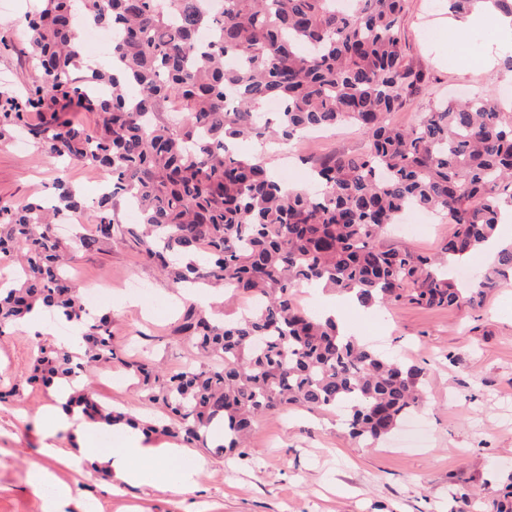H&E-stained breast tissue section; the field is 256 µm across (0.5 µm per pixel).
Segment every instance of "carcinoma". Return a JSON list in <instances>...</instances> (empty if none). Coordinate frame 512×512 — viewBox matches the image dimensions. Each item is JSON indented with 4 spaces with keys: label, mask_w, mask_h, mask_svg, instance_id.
Instances as JSON below:
<instances>
[{
    "label": "carcinoma",
    "mask_w": 512,
    "mask_h": 512,
    "mask_svg": "<svg viewBox=\"0 0 512 512\" xmlns=\"http://www.w3.org/2000/svg\"><path fill=\"white\" fill-rule=\"evenodd\" d=\"M42 0L25 16L31 63L26 91L0 88V143L27 129L42 154L100 169L105 191L81 200L60 171L51 202L0 205V258L13 253L15 286L0 292V335L22 328L34 307L79 330L75 349L38 346L30 386H52L95 363L121 359L111 316H90L66 261L115 240L131 241L177 291L220 287L259 303L218 320L189 303L172 329L207 361L167 371L125 362L144 400L176 431L219 452L240 447L257 420L283 408L334 409L350 436L373 446L425 401L424 368L387 357L314 317L294 300L299 284L353 293L367 308L467 306L512 279V246L469 288L435 258L387 249L380 233L409 208L448 216L440 251L455 262L496 235L512 210V122L475 95L440 104L411 127L391 115L426 86L405 60L406 0ZM84 25L112 31L110 63L81 73ZM206 27L210 37L198 32ZM270 100L280 110L267 112ZM86 112L93 128L68 114ZM354 126L357 153L313 162L318 192L294 189L258 158L233 151L254 138L286 148L310 130ZM124 202L141 216L121 224ZM95 210L91 233L58 237L48 213L68 220ZM117 425L139 422L75 390L66 407ZM494 512H512V472L492 491Z\"/></svg>",
    "instance_id": "1"
}]
</instances>
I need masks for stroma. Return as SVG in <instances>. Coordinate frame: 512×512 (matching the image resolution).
<instances>
[{"label":"stroma","mask_w":512,"mask_h":512,"mask_svg":"<svg viewBox=\"0 0 512 512\" xmlns=\"http://www.w3.org/2000/svg\"><path fill=\"white\" fill-rule=\"evenodd\" d=\"M32 0H0V37L11 49H0V87L22 90L34 72L28 65L30 45L17 35ZM446 9L433 0H408L401 38L408 61L429 76L427 90L402 111L394 123L417 122L439 100L480 93L504 103L512 91V73L496 68L459 66V57L481 50L496 39L493 25L450 36L448 63L438 68L441 19ZM366 137L346 125L325 131L291 156L268 147L269 167L286 171L291 183H305L309 158L333 151H362ZM57 175L33 142L0 144V203L50 194ZM412 232L387 231L380 243L427 255L437 254L452 231L444 216L412 217ZM78 285L95 287L87 307L112 313L115 343L128 355H148L168 368L192 360L188 342L170 339L180 300L158 269L131 244L117 241L102 250L78 255L73 263ZM144 287L139 296L126 290L130 281ZM342 323L353 335L379 351L425 367L426 399L422 409L427 432L423 440L402 432L366 447L348 435L335 412L296 408L260 420L246 447L211 454L192 448L205 465L196 487L186 493L160 492L125 485L112 491L99 471L56 467L58 478L73 488L60 512H458L455 489L478 496L476 512H489L487 491L502 471L512 468V281L488 294L481 308L430 310L414 305L384 309L341 305ZM36 352L27 332L0 337V387L25 372ZM97 398L114 407L140 410L152 418L141 392L120 364L97 367L85 378ZM51 401L38 388L25 390L13 405L0 406V512H43L41 492L28 484L40 453L51 440L72 447L68 433L46 438L35 417Z\"/></svg>","instance_id":"35a3bbf8"}]
</instances>
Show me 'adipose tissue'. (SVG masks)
<instances>
[{"label":"adipose tissue","mask_w":512,"mask_h":512,"mask_svg":"<svg viewBox=\"0 0 512 512\" xmlns=\"http://www.w3.org/2000/svg\"><path fill=\"white\" fill-rule=\"evenodd\" d=\"M71 393V383L59 384L42 421L47 426L48 436L61 431L72 432L75 446L68 454L57 448H45V457L64 466L70 465L72 459H79L87 467L107 472L118 484L135 483L171 492H186L194 486L199 468L183 465L181 448H155L148 444L145 436L136 433L129 434L118 448L109 451L100 448L98 436L102 423L89 419L77 407L63 412L62 406Z\"/></svg>","instance_id":"adipose-tissue-1"}]
</instances>
